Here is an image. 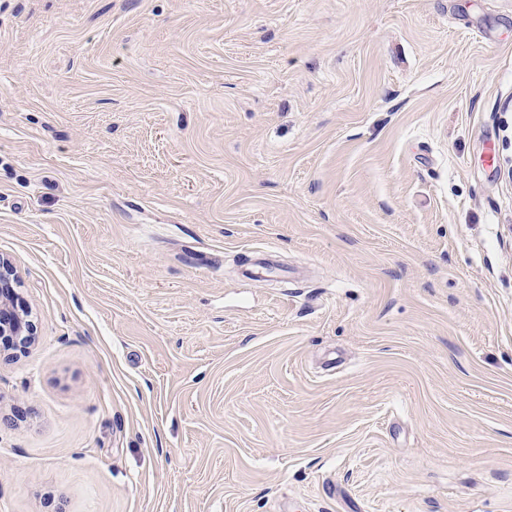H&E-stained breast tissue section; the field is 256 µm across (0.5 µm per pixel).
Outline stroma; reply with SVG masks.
<instances>
[{"instance_id": "obj_1", "label": "stroma", "mask_w": 512, "mask_h": 512, "mask_svg": "<svg viewBox=\"0 0 512 512\" xmlns=\"http://www.w3.org/2000/svg\"><path fill=\"white\" fill-rule=\"evenodd\" d=\"M0 257V512H512V0H0ZM16 282V273L12 265L0 258V336H8L14 350L24 351L34 341V326L30 320L16 315L4 302L11 293L12 283Z\"/></svg>"}]
</instances>
